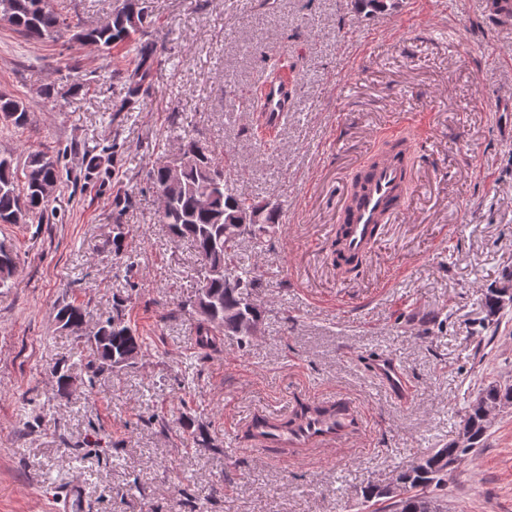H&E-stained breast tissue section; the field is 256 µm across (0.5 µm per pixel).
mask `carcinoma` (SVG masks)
I'll return each mask as SVG.
<instances>
[{
	"label": "carcinoma",
	"mask_w": 512,
	"mask_h": 512,
	"mask_svg": "<svg viewBox=\"0 0 512 512\" xmlns=\"http://www.w3.org/2000/svg\"><path fill=\"white\" fill-rule=\"evenodd\" d=\"M358 13H377L395 6L392 0H352ZM0 16L15 31L37 40H55L67 32L73 37L101 50L119 45H134L133 63L112 70V77L123 85L125 97L118 108L131 112L135 105L152 94L153 71L164 44L148 37L149 27L146 0H117L111 18L103 25L82 28L80 23L57 12L51 0H0ZM0 120L15 127L28 124L30 112L19 100L0 93ZM180 153L185 158L181 178L168 179L161 166L148 172L156 192L165 197L161 221L177 239L189 240L202 268L220 271L204 276L203 287L215 294L220 304L211 313L200 312L195 331V346L201 350L217 348L220 337L247 338L246 326L260 318L259 310L248 302L249 292L259 285L255 269L240 261L236 249L249 238L256 242L279 223V207L268 202L242 197L230 187L231 169L223 165L216 151L194 136H184ZM60 160L43 151L28 153L23 165L15 163L12 155L0 153V224H26L43 218L48 200L36 189L38 184L56 185L60 180ZM245 212L259 214V223L238 227L239 216ZM18 255L0 244V286H6L15 276ZM237 282V287H224V276ZM67 320L79 329L84 320L82 308L68 303L60 306L56 320ZM102 328L94 338L83 341L88 364L99 369L111 368L123 360H134L142 351L143 338L136 334L125 319L122 308L101 322ZM512 405V384L491 381L483 386L474 400L466 406L461 422L470 427L476 446H483L487 437L484 428L485 412L501 405ZM183 433L201 448L213 446L211 437L194 421L181 423ZM471 449L460 447L456 441L434 450L403 471L404 480L391 503L374 512H426L432 507L442 512L441 497L448 485V463H460Z\"/></svg>",
	"instance_id": "cac0c4a2"
}]
</instances>
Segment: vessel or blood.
<instances>
[{"label":"vessel or blood","mask_w":512,"mask_h":512,"mask_svg":"<svg viewBox=\"0 0 512 512\" xmlns=\"http://www.w3.org/2000/svg\"><path fill=\"white\" fill-rule=\"evenodd\" d=\"M264 109L272 122H280L288 110L284 88L264 85ZM355 184L345 196L336 220L345 255L367 257L379 241L385 224L403 213L404 197L411 182L409 160L373 152L357 166ZM372 371L382 386L397 397L406 396L408 382L402 366L394 359L378 358ZM313 414L296 418L293 406L284 404L256 411L238 422L252 436L253 450L273 455L284 462L328 456L342 449L364 427L359 402L339 397H320L312 402Z\"/></svg>","instance_id":"vessel-or-blood-1"}]
</instances>
